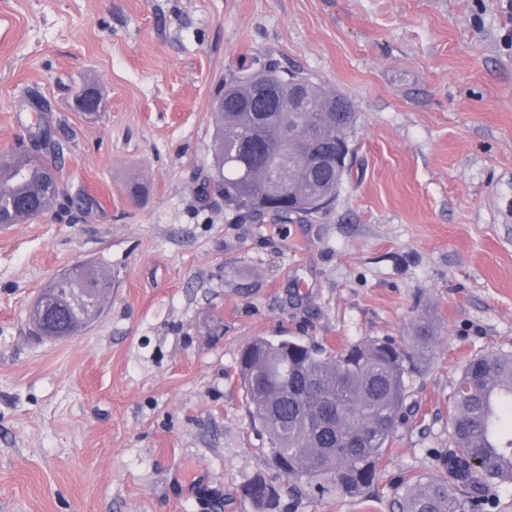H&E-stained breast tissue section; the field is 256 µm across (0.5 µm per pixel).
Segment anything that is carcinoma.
I'll return each mask as SVG.
<instances>
[{
	"label": "carcinoma",
	"mask_w": 512,
	"mask_h": 512,
	"mask_svg": "<svg viewBox=\"0 0 512 512\" xmlns=\"http://www.w3.org/2000/svg\"><path fill=\"white\" fill-rule=\"evenodd\" d=\"M265 79L285 105L299 81L303 112H258L266 89L249 76L224 81L213 99L212 189L224 196L237 224L257 223L244 201L275 200L268 217L287 223L305 212L314 191L335 203L349 168L328 164L307 167L313 152L334 157L350 145L356 125L353 102L301 72L266 64ZM279 167L282 195H270V173ZM49 159L21 147L0 157V220L17 222L42 215L57 202L47 183ZM89 288L101 296L112 280L100 266L74 265L53 288ZM435 341L430 324L420 323L406 348L393 340L366 338L346 348H328L295 338L257 337L250 357L240 359V379L248 402L250 426L266 440L269 455L287 478L306 485L326 482L339 500L378 490V466L397 429L408 423L415 405L408 402L410 379L429 359ZM512 353L471 358L452 395L448 413V451L441 474L415 483L402 497L399 512H467L488 500L489 492L512 484ZM258 512H275L276 491L260 477L242 488Z\"/></svg>",
	"instance_id": "1"
}]
</instances>
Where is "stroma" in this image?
<instances>
[{
	"mask_svg": "<svg viewBox=\"0 0 512 512\" xmlns=\"http://www.w3.org/2000/svg\"><path fill=\"white\" fill-rule=\"evenodd\" d=\"M0 153L33 104L68 186L0 227V512H397L440 471L471 357L512 351V0H0ZM348 95L350 174L310 222L236 224L212 98L268 60ZM97 83L94 122L72 106ZM92 261L104 313L69 339L29 306ZM436 330L379 491L299 496L251 431L237 362L258 336L340 347ZM268 491L267 483L260 477L253 479L242 488L245 495H249L256 502L257 512H274L278 507V496L272 487Z\"/></svg>",
	"mask_w": 512,
	"mask_h": 512,
	"instance_id": "35a3bbf8",
	"label": "stroma"
}]
</instances>
